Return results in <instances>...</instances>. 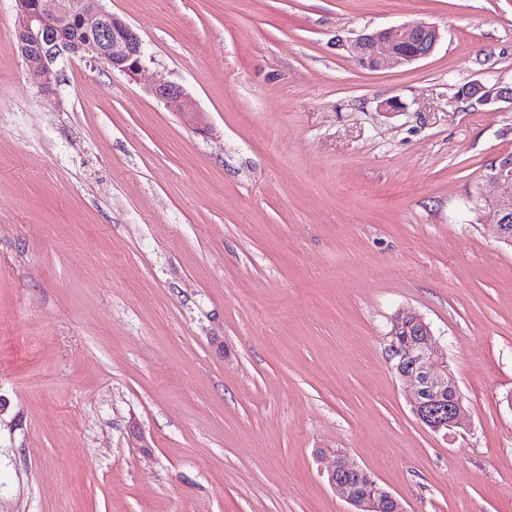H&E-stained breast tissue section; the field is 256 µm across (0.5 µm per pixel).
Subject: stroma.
I'll return each instance as SVG.
<instances>
[{"mask_svg":"<svg viewBox=\"0 0 512 512\" xmlns=\"http://www.w3.org/2000/svg\"><path fill=\"white\" fill-rule=\"evenodd\" d=\"M208 126L0 0V512H349L334 449L406 512H512V249L471 197L512 152V0H103ZM426 21L371 72L337 46ZM422 314L444 435L387 361ZM327 449L317 458L316 449ZM441 38L439 28L425 21L365 31L341 44L368 70L401 68L430 56ZM387 339V360L412 387L411 406L417 419L444 435L461 427L463 397L425 318L411 310L398 313Z\"/></svg>","mask_w":512,"mask_h":512,"instance_id":"35a3bbf8","label":"stroma"}]
</instances>
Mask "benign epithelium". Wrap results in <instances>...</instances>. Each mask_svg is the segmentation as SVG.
<instances>
[{"mask_svg":"<svg viewBox=\"0 0 512 512\" xmlns=\"http://www.w3.org/2000/svg\"><path fill=\"white\" fill-rule=\"evenodd\" d=\"M18 21L14 49L40 88L58 82L54 68L66 52L112 66L142 82L158 100L175 103L179 113L198 126L202 115L195 99L174 83L150 82L143 41L123 18L107 11L102 0H16ZM441 38L439 28L425 21L365 31L344 43L358 64L368 70L401 68L430 56ZM473 95L512 104V86L491 92L480 83L468 86ZM485 179L496 188L491 199L479 196L481 221L493 227L497 239L512 247V152L498 155ZM387 360L398 377L413 389L414 415L434 432L462 426L463 397L448 362L425 318L411 310L397 314L387 336ZM327 471L330 486L353 507L352 512H406L400 500L366 469L345 461L343 451Z\"/></svg>","mask_w":512,"mask_h":512,"instance_id":"7a95c632","label":"benign epithelium"}]
</instances>
